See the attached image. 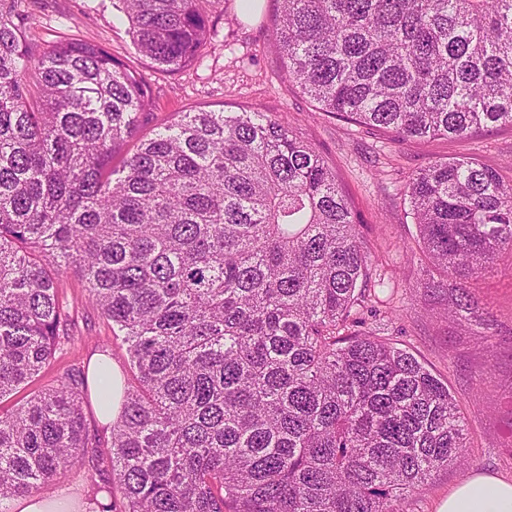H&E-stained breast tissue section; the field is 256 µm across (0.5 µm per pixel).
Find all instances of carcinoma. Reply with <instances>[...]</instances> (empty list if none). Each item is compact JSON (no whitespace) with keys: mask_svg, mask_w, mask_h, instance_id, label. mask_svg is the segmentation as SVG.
<instances>
[{"mask_svg":"<svg viewBox=\"0 0 512 512\" xmlns=\"http://www.w3.org/2000/svg\"><path fill=\"white\" fill-rule=\"evenodd\" d=\"M134 44L174 73L211 25L198 0H123ZM284 80L316 108L397 140L512 127V0H281ZM0 0V512L100 462L87 512H397L467 458L448 384L369 326L384 286L321 155L263 112H182L137 137L151 87L103 47L26 43ZM407 193L428 287L484 324L467 288L512 253V179L439 158ZM74 274L125 347L65 369Z\"/></svg>","mask_w":512,"mask_h":512,"instance_id":"obj_1","label":"carcinoma"}]
</instances>
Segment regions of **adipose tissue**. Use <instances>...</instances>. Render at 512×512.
<instances>
[{
  "label": "adipose tissue",
  "instance_id": "obj_1",
  "mask_svg": "<svg viewBox=\"0 0 512 512\" xmlns=\"http://www.w3.org/2000/svg\"><path fill=\"white\" fill-rule=\"evenodd\" d=\"M437 512H512V479L474 475L456 486Z\"/></svg>",
  "mask_w": 512,
  "mask_h": 512
}]
</instances>
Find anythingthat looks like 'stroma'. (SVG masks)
Segmentation results:
<instances>
[{
  "label": "stroma",
  "instance_id": "35a3bbf8",
  "mask_svg": "<svg viewBox=\"0 0 512 512\" xmlns=\"http://www.w3.org/2000/svg\"><path fill=\"white\" fill-rule=\"evenodd\" d=\"M200 6L214 32L198 62L175 74L139 57L119 0H39L38 22L26 36L34 45L83 39L136 70L153 90V110L140 136L151 135L180 112L247 110L280 120L310 143L335 171L361 221L371 260L386 281L378 304L388 323L386 337L447 382L464 418L467 462L437 472L403 503L404 512H436L439 501L474 473L512 479V258L503 257L477 280L475 294L487 306L491 328L472 335L424 286L422 245L406 194L411 174L436 158H473L511 179L512 128L470 139L392 141L370 127L336 120L315 111L307 95L280 77L281 57L271 31L280 0H262L251 18L240 0H201ZM62 293L76 304L78 332L46 366L41 384H52L69 366L84 365L99 346L109 348L113 363L127 370L121 342L80 279H65Z\"/></svg>",
  "mask_w": 512,
  "mask_h": 512
}]
</instances>
